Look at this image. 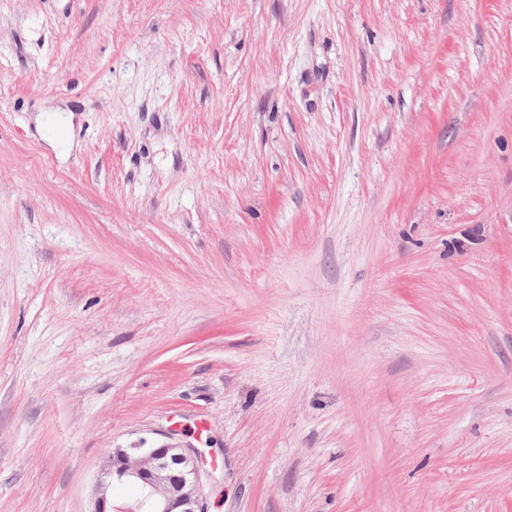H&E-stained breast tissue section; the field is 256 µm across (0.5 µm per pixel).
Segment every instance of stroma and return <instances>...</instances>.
<instances>
[{"label": "stroma", "mask_w": 512, "mask_h": 512, "mask_svg": "<svg viewBox=\"0 0 512 512\" xmlns=\"http://www.w3.org/2000/svg\"><path fill=\"white\" fill-rule=\"evenodd\" d=\"M170 443L208 512H512V0H0V512Z\"/></svg>", "instance_id": "35a3bbf8"}]
</instances>
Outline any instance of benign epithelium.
<instances>
[{"instance_id":"1","label":"benign epithelium","mask_w":512,"mask_h":512,"mask_svg":"<svg viewBox=\"0 0 512 512\" xmlns=\"http://www.w3.org/2000/svg\"><path fill=\"white\" fill-rule=\"evenodd\" d=\"M195 448H114L92 490L90 512H208ZM129 483L138 497L117 504L112 486Z\"/></svg>"}]
</instances>
